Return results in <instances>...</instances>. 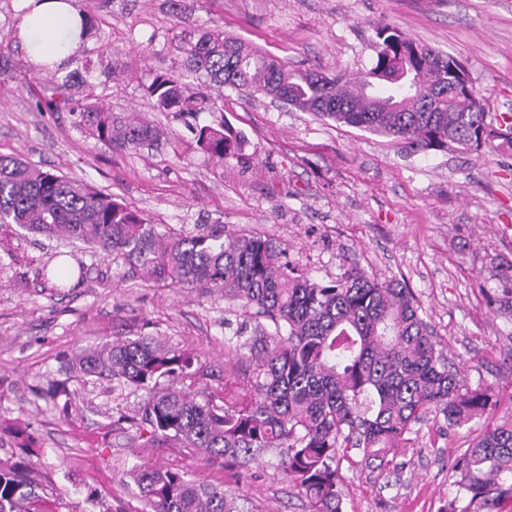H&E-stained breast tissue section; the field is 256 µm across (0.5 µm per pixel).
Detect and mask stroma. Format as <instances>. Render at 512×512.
Wrapping results in <instances>:
<instances>
[{
    "mask_svg": "<svg viewBox=\"0 0 512 512\" xmlns=\"http://www.w3.org/2000/svg\"><path fill=\"white\" fill-rule=\"evenodd\" d=\"M93 29L73 68L113 112L163 130L123 152L85 138L76 117L40 107L51 75L17 38L18 0H0V155L84 179L143 212L160 230L221 223L274 239L313 279L358 267L405 279L464 384L512 412V150L410 153L390 138L330 125L261 94L213 90L220 112H161L145 94L155 70L177 65L176 37L219 29L292 69L370 67L375 28L463 60L489 118L512 113V0H74ZM228 123L245 140L223 169L196 151L175 158L195 125ZM57 252L84 273L57 292L41 268ZM236 304L202 288L140 280L79 241L0 228V461H18L13 432L29 427L30 472L71 512H142L127 472L157 464L239 494L241 512H307L275 454L237 480L173 442L144 446L119 415L141 396L70 365L83 353L141 336L192 353L197 381L217 397L246 381L249 362L224 346ZM475 433L443 419L416 425L402 469L380 472L358 450L340 461L343 512H447L466 507L452 461Z\"/></svg>",
    "mask_w": 512,
    "mask_h": 512,
    "instance_id": "obj_1",
    "label": "stroma"
}]
</instances>
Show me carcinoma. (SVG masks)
Here are the masks:
<instances>
[{"label": "carcinoma", "instance_id": "obj_1", "mask_svg": "<svg viewBox=\"0 0 512 512\" xmlns=\"http://www.w3.org/2000/svg\"><path fill=\"white\" fill-rule=\"evenodd\" d=\"M376 59L366 70L328 76L289 69L279 59L221 30L206 29L174 44L180 68L155 72L146 92L161 112H219L218 100L183 81L230 87L283 99L301 112L388 136L413 151L462 153L500 140L512 150V114L484 124L465 99L448 100V83L471 82L464 63L420 45L394 27L376 28ZM72 73L52 80L47 107L72 112L85 137L135 151L160 140L151 122L118 115L87 93ZM193 150L217 167L241 153L244 138L230 127L193 130ZM15 224L49 238L94 245L122 259L146 281L194 286L238 302L224 345L248 350L249 389L224 383L222 403L194 387V359L147 338L83 354L84 375L106 374L119 386L145 391L131 423L153 446L172 439L202 448L205 460L242 469L276 453L309 512H343L339 453L362 450L374 468L395 465L413 427L430 413L463 427L495 410L488 389L460 381L438 348L422 307L404 280L379 279L357 267L328 284L298 271L272 239L224 233L222 224L159 234L141 211L86 181L0 155V227ZM43 276L57 291L73 270L47 262ZM469 503L494 502L512 512V415L472 440L452 464ZM145 512H241L238 495L161 466L133 470ZM60 495L39 487L17 464L0 462V512H61Z\"/></svg>", "mask_w": 512, "mask_h": 512}]
</instances>
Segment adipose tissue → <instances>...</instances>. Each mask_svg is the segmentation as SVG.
<instances>
[{
  "mask_svg": "<svg viewBox=\"0 0 512 512\" xmlns=\"http://www.w3.org/2000/svg\"><path fill=\"white\" fill-rule=\"evenodd\" d=\"M29 11L21 15L18 29L31 62L56 68L65 66L82 45L81 17L72 0H23ZM55 23L57 40L47 45L43 29Z\"/></svg>",
  "mask_w": 512,
  "mask_h": 512,
  "instance_id": "adipose-tissue-1",
  "label": "adipose tissue"
}]
</instances>
